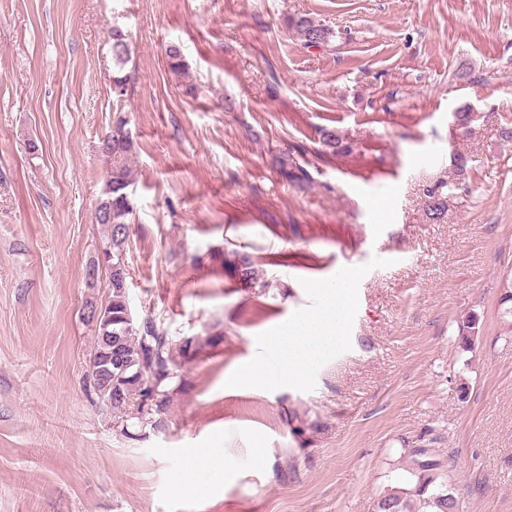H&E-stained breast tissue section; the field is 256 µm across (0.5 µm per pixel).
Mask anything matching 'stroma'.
Listing matches in <instances>:
<instances>
[{
  "label": "stroma",
  "mask_w": 512,
  "mask_h": 512,
  "mask_svg": "<svg viewBox=\"0 0 512 512\" xmlns=\"http://www.w3.org/2000/svg\"><path fill=\"white\" fill-rule=\"evenodd\" d=\"M294 14L330 43L306 47ZM119 114L133 315L198 339L165 429L139 441L82 378L81 311L109 294L84 279L106 236L99 145ZM233 249L265 287L225 268ZM350 266L334 355L301 383L227 387ZM510 273L512 0H0V512H375L419 446L448 459L463 512H512ZM212 448L232 481L173 493ZM112 60L117 70L113 73L112 84L113 92L117 98H122L126 94V86L129 76L123 74V67L129 60V48L126 34L119 28L112 30Z\"/></svg>",
  "instance_id": "35a3bbf8"
}]
</instances>
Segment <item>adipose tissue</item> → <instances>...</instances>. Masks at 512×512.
Segmentation results:
<instances>
[{
  "instance_id": "ef3b65f1",
  "label": "adipose tissue",
  "mask_w": 512,
  "mask_h": 512,
  "mask_svg": "<svg viewBox=\"0 0 512 512\" xmlns=\"http://www.w3.org/2000/svg\"><path fill=\"white\" fill-rule=\"evenodd\" d=\"M358 280V271L351 269L336 280L317 284L321 308L283 325L269 341L276 370L257 363L229 378V385L277 387L306 380L318 364L343 345Z\"/></svg>"
}]
</instances>
